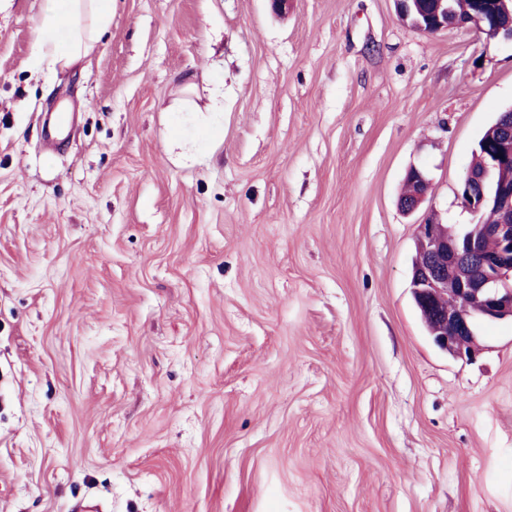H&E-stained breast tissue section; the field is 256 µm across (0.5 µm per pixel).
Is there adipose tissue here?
<instances>
[{"label": "adipose tissue", "mask_w": 512, "mask_h": 512, "mask_svg": "<svg viewBox=\"0 0 512 512\" xmlns=\"http://www.w3.org/2000/svg\"><path fill=\"white\" fill-rule=\"evenodd\" d=\"M112 22V0H42L35 68L46 76L86 56Z\"/></svg>", "instance_id": "obj_1"}]
</instances>
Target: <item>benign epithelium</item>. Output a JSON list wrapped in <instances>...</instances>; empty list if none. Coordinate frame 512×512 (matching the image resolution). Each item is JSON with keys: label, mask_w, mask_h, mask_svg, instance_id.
<instances>
[{"label": "benign epithelium", "mask_w": 512, "mask_h": 512, "mask_svg": "<svg viewBox=\"0 0 512 512\" xmlns=\"http://www.w3.org/2000/svg\"><path fill=\"white\" fill-rule=\"evenodd\" d=\"M398 19L416 30L436 34L450 29H465L479 35L502 36L512 40V0H498L499 12L489 14L476 10L464 19L454 16L447 0H432L431 18L412 11L409 0H395ZM496 131L491 140L494 167L512 162V116L505 114L493 125ZM491 167H470L456 188L460 205L472 217L492 205L499 209L501 223L477 224L462 235H450L448 225L436 219L434 211L418 225L416 238L417 260L412 276V296L416 306L433 313L427 334L433 343L448 356L472 362L483 353L484 347L474 336L472 321L466 311L476 305L483 319L496 321L512 319V185L500 183L495 202L487 198ZM407 178L417 184L410 197L398 200L400 211L411 215L429 200L430 180L424 171L412 168ZM493 237L499 242L498 251L489 255L483 251L482 239ZM429 255L426 264L422 254ZM443 299L454 300V307H440Z\"/></svg>", "instance_id": "benign-epithelium-1"}]
</instances>
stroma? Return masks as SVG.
Listing matches in <instances>:
<instances>
[{
    "label": "stroma",
    "instance_id": "35a3bbf8",
    "mask_svg": "<svg viewBox=\"0 0 512 512\" xmlns=\"http://www.w3.org/2000/svg\"><path fill=\"white\" fill-rule=\"evenodd\" d=\"M40 4L0 10V512H512V322L438 349L397 208L421 167L471 223L512 42L394 0H113L48 79ZM219 91L180 157L171 114ZM209 124L196 125L194 133L187 132L182 125H179L172 134V143L182 152L201 151L198 146L205 143L203 131Z\"/></svg>",
    "mask_w": 512,
    "mask_h": 512
}]
</instances>
